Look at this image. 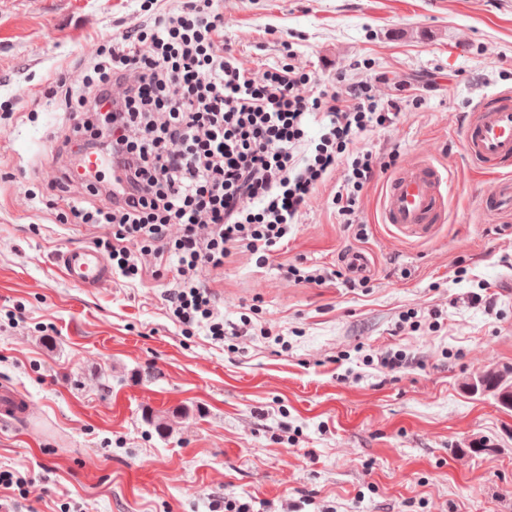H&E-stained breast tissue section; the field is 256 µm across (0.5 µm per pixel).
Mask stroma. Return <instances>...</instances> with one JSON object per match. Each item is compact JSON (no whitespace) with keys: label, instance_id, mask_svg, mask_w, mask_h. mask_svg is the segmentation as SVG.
<instances>
[{"label":"stroma","instance_id":"1","mask_svg":"<svg viewBox=\"0 0 512 512\" xmlns=\"http://www.w3.org/2000/svg\"><path fill=\"white\" fill-rule=\"evenodd\" d=\"M142 0H0V386L31 406L0 424L10 512H512V408L470 380L512 367V216L480 207L493 175L466 154L463 117L512 91V0H223L224 43L274 65L290 40L318 83L376 75L418 100L358 144L432 156L453 185L443 223L404 235L381 221L391 173L356 226L320 191L287 249L238 252L207 275L233 346L183 334L165 313L171 273L71 286L59 251L107 235L47 207L63 119L35 106L54 68L90 58ZM352 252L366 265L348 271ZM331 272L323 285L288 264ZM366 279L350 288L348 278ZM414 309L417 332L400 330ZM438 318L441 329L427 328ZM268 328L271 338L257 335ZM405 354L386 373L366 358Z\"/></svg>","mask_w":512,"mask_h":512}]
</instances>
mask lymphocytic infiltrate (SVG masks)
Wrapping results in <instances>:
<instances>
[{"instance_id": "f902f5d3", "label": "lymphocytic infiltrate", "mask_w": 512, "mask_h": 512, "mask_svg": "<svg viewBox=\"0 0 512 512\" xmlns=\"http://www.w3.org/2000/svg\"><path fill=\"white\" fill-rule=\"evenodd\" d=\"M146 2L151 17L113 33L81 83L63 69L43 90L70 121L63 152L104 155L112 172L82 196L59 177L49 204L60 223L111 226L95 246L129 283L148 276L143 256L174 268L169 318L221 342L251 319L226 324L205 275L236 252L264 263L287 247L328 180L354 224L364 191L399 159L357 141L394 124L405 98L380 99L368 80L321 88L290 61L248 66L224 45L219 0H181L175 13Z\"/></svg>"}]
</instances>
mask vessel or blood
I'll use <instances>...</instances> for the list:
<instances>
[{"label":"vessel or blood","instance_id":"vessel-or-blood-1","mask_svg":"<svg viewBox=\"0 0 512 512\" xmlns=\"http://www.w3.org/2000/svg\"><path fill=\"white\" fill-rule=\"evenodd\" d=\"M466 150L471 160L486 169L499 170L493 190L480 200L489 213L512 209V93L502 91L481 98L462 125ZM453 181L446 169L428 159L403 165L386 187L382 219L401 233H410L440 222L445 197ZM58 264L68 282L77 288H96L107 283L111 271L103 255L93 246L60 252ZM28 402L9 388L0 389V420L27 419Z\"/></svg>","mask_w":512,"mask_h":512}]
</instances>
